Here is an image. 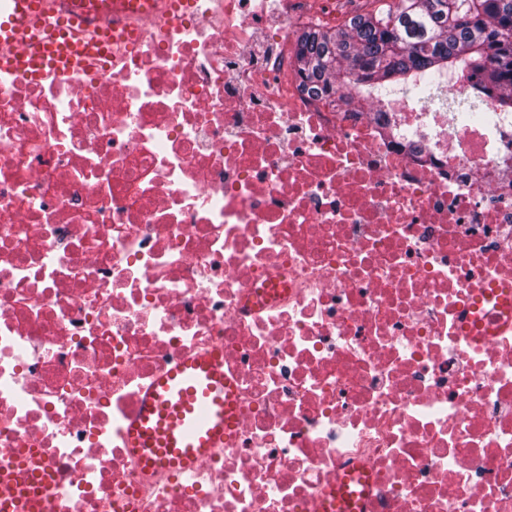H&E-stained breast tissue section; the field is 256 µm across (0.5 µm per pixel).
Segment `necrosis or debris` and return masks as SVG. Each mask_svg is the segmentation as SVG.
Listing matches in <instances>:
<instances>
[{
  "label": "necrosis or debris",
  "mask_w": 512,
  "mask_h": 512,
  "mask_svg": "<svg viewBox=\"0 0 512 512\" xmlns=\"http://www.w3.org/2000/svg\"><path fill=\"white\" fill-rule=\"evenodd\" d=\"M165 2L0 80V456L45 512H512V324L462 313L512 284V126L346 111L288 10ZM215 350L236 443L142 468L145 389Z\"/></svg>",
  "instance_id": "4bbe7bcc"
}]
</instances>
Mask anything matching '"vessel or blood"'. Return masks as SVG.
I'll return each instance as SVG.
<instances>
[{
    "mask_svg": "<svg viewBox=\"0 0 512 512\" xmlns=\"http://www.w3.org/2000/svg\"><path fill=\"white\" fill-rule=\"evenodd\" d=\"M110 0H0V72L32 79L91 72L104 43L91 29ZM238 416L224 400V357L180 360L146 392L126 434L151 470L196 469L211 448L236 434ZM22 477L0 463V512L19 499Z\"/></svg>",
    "mask_w": 512,
    "mask_h": 512,
    "instance_id": "obj_1",
    "label": "vessel or blood"
}]
</instances>
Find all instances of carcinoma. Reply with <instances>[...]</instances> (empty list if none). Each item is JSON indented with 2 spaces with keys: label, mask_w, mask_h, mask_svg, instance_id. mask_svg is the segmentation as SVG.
I'll return each mask as SVG.
<instances>
[{
  "label": "carcinoma",
  "mask_w": 512,
  "mask_h": 512,
  "mask_svg": "<svg viewBox=\"0 0 512 512\" xmlns=\"http://www.w3.org/2000/svg\"><path fill=\"white\" fill-rule=\"evenodd\" d=\"M342 0L343 24H309L294 65L314 95L354 107L363 95L413 96L423 111L493 121L481 101L512 114V0ZM464 72L473 97L443 78Z\"/></svg>",
  "instance_id": "cac0c4a2"
}]
</instances>
